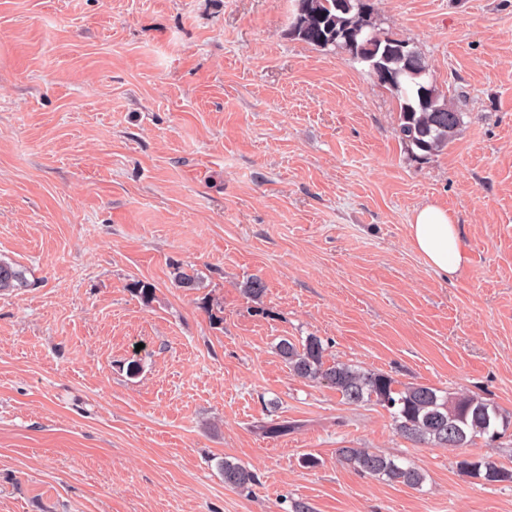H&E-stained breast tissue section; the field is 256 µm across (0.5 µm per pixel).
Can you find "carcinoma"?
<instances>
[{
  "instance_id": "obj_1",
  "label": "carcinoma",
  "mask_w": 512,
  "mask_h": 512,
  "mask_svg": "<svg viewBox=\"0 0 512 512\" xmlns=\"http://www.w3.org/2000/svg\"><path fill=\"white\" fill-rule=\"evenodd\" d=\"M373 14L370 0H295L289 34L320 49L341 48L367 63L370 76L397 98L398 138L416 158L427 159L448 146L462 124V113L432 89L430 67L410 41L378 31ZM173 279L179 288L198 287L197 277L180 266L174 267ZM25 287L24 268L0 259V292ZM128 288L147 305L155 299L149 282L134 280ZM277 351L295 376L336 390L344 403L384 408L396 432L417 444L464 448L478 438L493 441L500 436L498 427L512 425L511 415L468 391L443 394L429 385H400L386 373L346 362L329 364L318 336L283 338ZM337 454L342 462L377 480L413 489L426 480L420 469L380 451L339 448ZM458 466L488 484L512 483V469L488 455L463 459ZM221 471L228 487L259 484L258 474L241 463L226 459Z\"/></svg>"
}]
</instances>
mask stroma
Masks as SVG:
<instances>
[{
  "instance_id": "1",
  "label": "stroma",
  "mask_w": 512,
  "mask_h": 512,
  "mask_svg": "<svg viewBox=\"0 0 512 512\" xmlns=\"http://www.w3.org/2000/svg\"><path fill=\"white\" fill-rule=\"evenodd\" d=\"M374 6L462 114L429 159L365 64L289 36L294 0H0V258L29 281L0 292V512H512V483L457 466L512 467V428L416 444L276 350L314 334L327 361L512 415V0ZM428 201L463 226L452 279L410 244ZM225 458L260 485L225 486ZM339 459L358 472L391 484H402L420 489L426 480L425 474L412 465H404L393 456L369 448L337 449ZM461 472L480 478L486 483H512V469H509L492 456L463 459L458 463ZM502 471L507 474L501 475Z\"/></svg>"
}]
</instances>
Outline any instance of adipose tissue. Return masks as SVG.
<instances>
[{
    "label": "adipose tissue",
    "instance_id": "adipose-tissue-1",
    "mask_svg": "<svg viewBox=\"0 0 512 512\" xmlns=\"http://www.w3.org/2000/svg\"><path fill=\"white\" fill-rule=\"evenodd\" d=\"M409 237L426 264L444 276L456 275L469 263L460 224L448 208L438 203L428 202L415 210Z\"/></svg>",
    "mask_w": 512,
    "mask_h": 512
}]
</instances>
